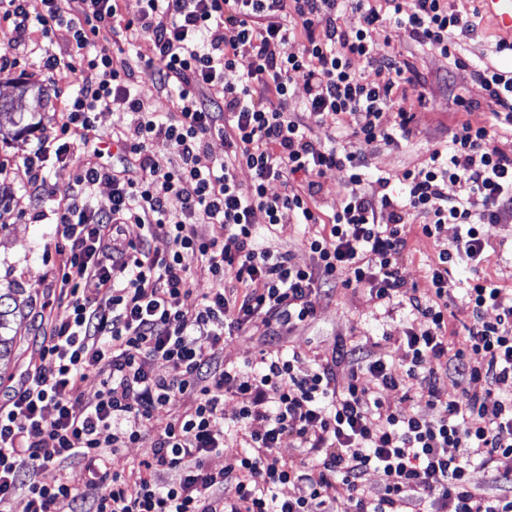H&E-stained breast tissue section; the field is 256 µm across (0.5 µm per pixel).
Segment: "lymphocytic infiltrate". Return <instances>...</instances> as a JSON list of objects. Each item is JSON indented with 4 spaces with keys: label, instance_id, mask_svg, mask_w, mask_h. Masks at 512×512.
Masks as SVG:
<instances>
[{
    "label": "lymphocytic infiltrate",
    "instance_id": "obj_1",
    "mask_svg": "<svg viewBox=\"0 0 512 512\" xmlns=\"http://www.w3.org/2000/svg\"><path fill=\"white\" fill-rule=\"evenodd\" d=\"M125 18L121 0H0V20L23 46L63 33L66 56L45 55L51 84L68 87L60 134L22 160L38 195L48 191L49 166L78 165L73 185L55 209L63 263L37 278L69 315L55 322L40 344L50 368L29 370L0 397V504L26 491L25 512H512V475L500 474L499 492L483 496L470 481L473 463L492 465L512 456V395L487 410L493 385L512 381V290L487 277L469 284L470 324L461 343L449 327L450 287L456 273L490 261L492 229L512 218V154L495 142L493 126L461 124L426 166L404 170L399 194L379 178V192L364 188L366 147L406 137L413 114L406 105L417 82L399 56L373 53L372 33L405 27L419 45L449 54L454 40L473 35L474 17L449 9L447 0H139ZM300 38L298 52L281 50ZM132 47L115 67L107 45ZM250 68L237 72L239 57ZM150 71L173 109L153 110L139 89ZM474 78L495 106L496 124H512V74L482 65ZM303 83L301 109L289 105ZM223 90L214 99V87ZM394 111L391 126L384 112ZM132 115L131 134L113 133L112 168L82 164L79 145L90 142L96 113ZM327 137H320V130ZM349 133L361 148L341 151ZM224 141V161L208 152ZM167 142L163 159L150 147ZM251 170L249 184L236 178ZM342 174V203L328 214L311 204L320 178ZM112 184V206L91 208L100 182ZM280 182V193L268 191ZM455 185L459 194L448 195ZM478 197L481 212L468 202ZM388 212L389 223L377 220ZM263 213L257 225L255 213ZM427 219L420 232L440 240L447 225L456 235L430 269L431 288L407 290L399 262L409 248V218ZM139 225L138 240L123 227ZM210 224L220 234L207 233ZM282 224H302L314 265L291 253L264 248L262 236ZM170 243L153 251V239ZM212 281L196 293L195 276ZM366 286L376 306L406 309L421 323L403 339L406 361L395 364L364 354L337 338L327 360L308 358L280 340L313 320L337 287ZM195 306H186L190 295ZM494 320H486L487 311ZM256 330L266 345L254 361H218L221 344ZM164 361L169 372L152 371ZM349 369L337 383L336 368ZM461 385L457 397L444 377ZM95 404L75 397L85 384ZM427 394L426 410L390 406L385 390ZM237 408L226 413V399ZM188 400L155 434L151 457L118 465L123 448L137 443L155 410ZM302 448L294 466L281 465L273 448L283 440ZM225 452L222 469L209 458ZM87 475L77 490L66 470ZM53 467V483L33 481ZM385 483L375 496L364 490L369 470ZM175 473L162 484L158 476ZM296 489L280 497L281 486ZM346 501L334 495L337 485Z\"/></svg>",
    "mask_w": 512,
    "mask_h": 512
}]
</instances>
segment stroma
Instances as JSON below:
<instances>
[{
	"instance_id": "stroma-1",
	"label": "stroma",
	"mask_w": 512,
	"mask_h": 512,
	"mask_svg": "<svg viewBox=\"0 0 512 512\" xmlns=\"http://www.w3.org/2000/svg\"><path fill=\"white\" fill-rule=\"evenodd\" d=\"M374 51L379 55L397 54L407 59L420 77L419 91L425 99L414 105L410 133L398 145H380L369 149L367 189H375L381 177H395L407 169L424 167L434 148L448 141L462 123L474 125L493 123L494 105L484 98L476 84L471 65L484 61L503 71L512 70V57L496 53L500 37L487 21H480L474 39L461 42L454 57L419 46L406 29L396 26L379 28L372 33ZM16 54L20 63L14 73L0 76V95L13 94V84L24 81L33 88L46 90L44 105L38 113L25 117L30 130L16 133L11 126L0 128V162L7 164L8 173L0 182L12 194L9 210L0 213L4 230L0 231V289L17 288L20 310L12 323L17 336L13 355L7 366L0 368V391L18 378L28 367L42 366L38 337L51 330L54 321L66 318V307L54 308L46 323L34 317L35 292L32 282L51 265L59 263L56 253L57 233L52 219L35 220L36 210H53L51 200L36 202L24 174L16 166L29 154L37 141H52L57 134V115L63 108L62 97L48 92L41 68V53L18 47L11 25L0 24V51ZM474 100L471 109H464L460 98ZM424 215L411 216L415 229L410 235L409 250L402 260L401 274L406 288L426 291L430 288V266L440 246L421 235L418 224ZM491 257L483 271L504 287L512 289V222L497 225L491 238ZM414 321L403 310L385 311L374 306L366 288H338L336 299L322 305L313 321L296 325L286 336L287 346L321 357L330 355L337 337L355 338L370 355L401 362L404 351L400 339Z\"/></svg>"
}]
</instances>
